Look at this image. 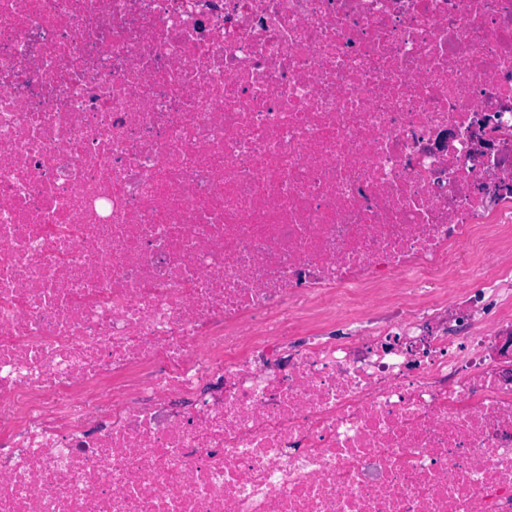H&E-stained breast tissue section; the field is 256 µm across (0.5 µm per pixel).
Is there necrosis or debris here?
<instances>
[{
    "label": "necrosis or debris",
    "instance_id": "1",
    "mask_svg": "<svg viewBox=\"0 0 512 512\" xmlns=\"http://www.w3.org/2000/svg\"><path fill=\"white\" fill-rule=\"evenodd\" d=\"M500 244L512 0H0V512H512Z\"/></svg>",
    "mask_w": 512,
    "mask_h": 512
}]
</instances>
